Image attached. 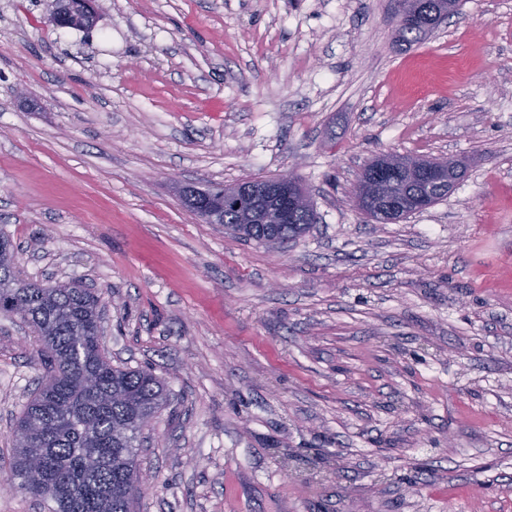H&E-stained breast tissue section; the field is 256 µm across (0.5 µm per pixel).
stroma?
Listing matches in <instances>:
<instances>
[{"instance_id": "obj_1", "label": "stroma", "mask_w": 512, "mask_h": 512, "mask_svg": "<svg viewBox=\"0 0 512 512\" xmlns=\"http://www.w3.org/2000/svg\"><path fill=\"white\" fill-rule=\"evenodd\" d=\"M397 9L98 0L85 33L0 0V235L169 391L136 512H512V0L407 48ZM387 153L467 169L379 224L354 188ZM289 169L317 222L278 250L178 192ZM35 351L0 316V512H42L7 482Z\"/></svg>"}]
</instances>
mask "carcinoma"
Masks as SVG:
<instances>
[{
	"label": "carcinoma",
	"mask_w": 512,
	"mask_h": 512,
	"mask_svg": "<svg viewBox=\"0 0 512 512\" xmlns=\"http://www.w3.org/2000/svg\"><path fill=\"white\" fill-rule=\"evenodd\" d=\"M447 0H410L417 22L397 29L409 46L435 28ZM314 210L286 224H252L227 205L224 229L276 247L303 236ZM99 296L90 288H39L14 271L12 245L0 236V314L34 329L45 381L14 424L13 486L45 512H131L142 487L137 450L143 431L165 405L164 384L151 371L112 365L100 341Z\"/></svg>",
	"instance_id": "obj_1"
}]
</instances>
